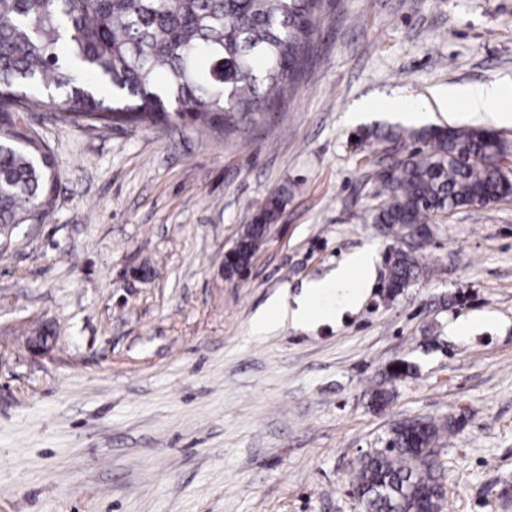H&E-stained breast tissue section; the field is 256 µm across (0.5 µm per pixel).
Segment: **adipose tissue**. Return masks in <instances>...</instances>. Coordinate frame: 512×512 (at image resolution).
<instances>
[{"label":"adipose tissue","mask_w":512,"mask_h":512,"mask_svg":"<svg viewBox=\"0 0 512 512\" xmlns=\"http://www.w3.org/2000/svg\"><path fill=\"white\" fill-rule=\"evenodd\" d=\"M443 98L449 111L461 110L466 116L473 118L490 112L498 124L512 125V88L499 81L490 80L464 88H450L444 91ZM373 273L372 252L359 250L351 253L337 268L332 282L309 284L291 306L277 300L272 301L255 318L253 331L261 335L273 325L287 320L304 327L341 314L362 298Z\"/></svg>","instance_id":"1"}]
</instances>
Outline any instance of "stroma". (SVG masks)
I'll use <instances>...</instances> for the list:
<instances>
[{
	"instance_id": "35a3bbf8",
	"label": "stroma",
	"mask_w": 512,
	"mask_h": 512,
	"mask_svg": "<svg viewBox=\"0 0 512 512\" xmlns=\"http://www.w3.org/2000/svg\"><path fill=\"white\" fill-rule=\"evenodd\" d=\"M319 26L298 88L246 132L27 110L55 201L0 248V512H363L360 459L418 418L461 422L438 443L443 512H512V199L393 235L370 213L394 155L356 140L395 107L468 125L434 93L512 84V0H323ZM362 102L371 116L347 124ZM280 189L248 274L225 279V252ZM363 248L374 281L341 319L252 335L271 298ZM399 248L423 272L391 299Z\"/></svg>"
}]
</instances>
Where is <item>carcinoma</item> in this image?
I'll list each match as a JSON object with an SVG mask.
<instances>
[{
  "label": "carcinoma",
  "instance_id": "obj_1",
  "mask_svg": "<svg viewBox=\"0 0 512 512\" xmlns=\"http://www.w3.org/2000/svg\"><path fill=\"white\" fill-rule=\"evenodd\" d=\"M321 0H0V247L43 223L53 203L50 145L25 121L32 104L88 119L229 135L274 111L295 87L318 34ZM422 144L377 176L373 222L403 231L436 213L512 194L485 159L501 146L485 128L361 135ZM285 203L274 192L244 225L235 258L255 254ZM420 273L411 251L391 257L389 293ZM451 422L396 423L364 456L353 487L365 512H442L435 450Z\"/></svg>",
  "mask_w": 512,
  "mask_h": 512
}]
</instances>
